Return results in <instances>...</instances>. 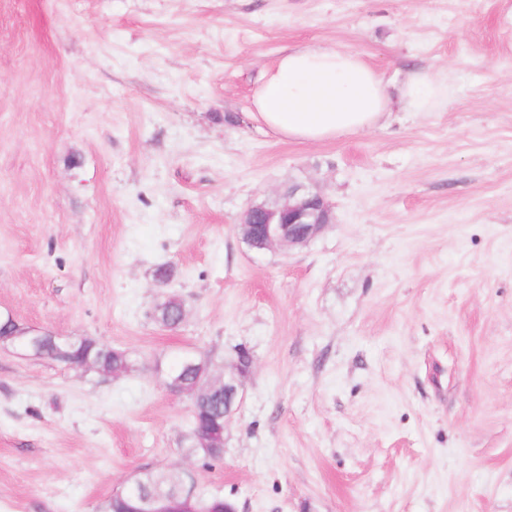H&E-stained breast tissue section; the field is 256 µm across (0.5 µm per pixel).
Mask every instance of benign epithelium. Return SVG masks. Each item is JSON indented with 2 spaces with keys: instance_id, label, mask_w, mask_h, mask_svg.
<instances>
[{
  "instance_id": "obj_1",
  "label": "benign epithelium",
  "mask_w": 512,
  "mask_h": 512,
  "mask_svg": "<svg viewBox=\"0 0 512 512\" xmlns=\"http://www.w3.org/2000/svg\"><path fill=\"white\" fill-rule=\"evenodd\" d=\"M333 220L331 203L324 194L305 185H291L287 192L281 194L277 210L270 213L255 204L249 207L238 231L251 248H295L306 245ZM248 373L249 369L236 366L224 374V404L227 409L236 406ZM194 497L193 483L183 486L175 496L149 492L136 500L132 512H192Z\"/></svg>"
}]
</instances>
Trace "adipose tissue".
Returning a JSON list of instances; mask_svg holds the SVG:
<instances>
[{"label":"adipose tissue","mask_w":512,"mask_h":512,"mask_svg":"<svg viewBox=\"0 0 512 512\" xmlns=\"http://www.w3.org/2000/svg\"><path fill=\"white\" fill-rule=\"evenodd\" d=\"M401 101L430 112L448 102L446 81L410 74ZM254 119L284 139L316 143L375 128L393 109L379 73L356 50L305 47L265 67L252 94Z\"/></svg>","instance_id":"obj_1"}]
</instances>
